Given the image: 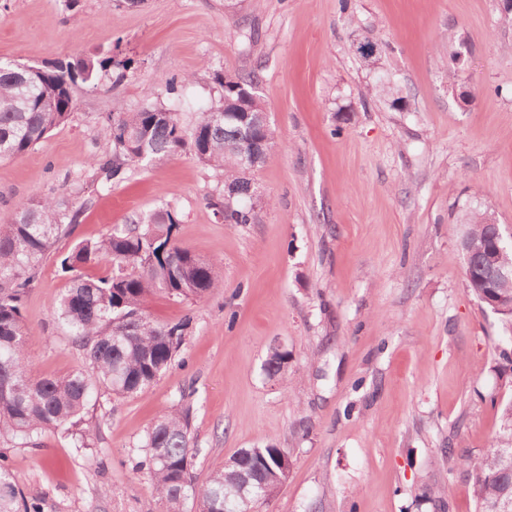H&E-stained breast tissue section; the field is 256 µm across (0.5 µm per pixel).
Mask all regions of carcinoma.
Segmentation results:
<instances>
[{
  "instance_id": "obj_1",
  "label": "carcinoma",
  "mask_w": 512,
  "mask_h": 512,
  "mask_svg": "<svg viewBox=\"0 0 512 512\" xmlns=\"http://www.w3.org/2000/svg\"><path fill=\"white\" fill-rule=\"evenodd\" d=\"M116 68L125 76L131 60L93 58L59 60L50 67L0 62V160L17 157L67 122L74 108V86L96 80L98 70ZM256 71L238 74L223 88L225 120L213 119V109L198 113L191 136L177 114L147 102L134 112L112 113L105 132L112 140V158L98 161L108 178L131 165L189 151L201 164L224 173L225 195L211 201L226 224H250L254 210L247 205L254 186L241 163L251 148L245 132L264 146H273L276 131L261 120L266 106L258 91ZM83 205L53 198H31L0 224V443L29 447L47 432L65 431L74 444L86 448L93 430L84 426V411L104 388L119 396L136 394L154 383L172 364L186 336L191 317L160 324L144 309L146 298L162 294L176 302L201 300L222 286L217 260L205 262L179 245L174 232L177 211L166 206L148 215L128 217L96 240H86L61 260L71 274L62 294L57 319L71 343L83 351L86 366L65 376L38 378L30 372L27 329L22 315L26 289L45 253L65 222H73ZM489 208L465 212L458 245H482L496 236ZM104 262L110 272L92 276L85 268ZM467 290L500 316L504 335L498 337L505 385L512 387V308L498 309L492 301L512 298V275L486 287L480 268L465 269ZM190 407L163 409L139 446L137 468L147 477L164 512H256L284 485L283 450L273 446L248 448L240 460L217 469L200 485L193 475L197 456ZM512 449V399L501 405L500 427L493 443L476 455H450L467 475L476 512H496L512 498V466L504 451ZM0 512H31L7 466L0 464Z\"/></svg>"
}]
</instances>
